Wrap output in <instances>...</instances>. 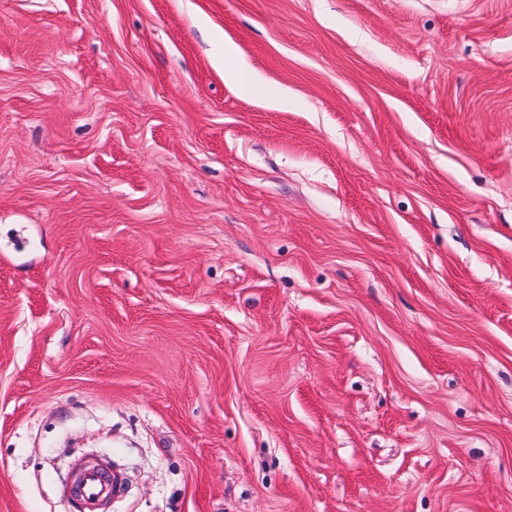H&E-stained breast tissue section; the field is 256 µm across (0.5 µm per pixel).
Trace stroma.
<instances>
[{"label":"stroma","instance_id":"obj_1","mask_svg":"<svg viewBox=\"0 0 512 512\" xmlns=\"http://www.w3.org/2000/svg\"><path fill=\"white\" fill-rule=\"evenodd\" d=\"M98 463L512 512V0H0V512ZM237 46L232 41L224 43V77L238 85L245 93L261 91L262 83L258 74L236 64Z\"/></svg>","mask_w":512,"mask_h":512}]
</instances>
